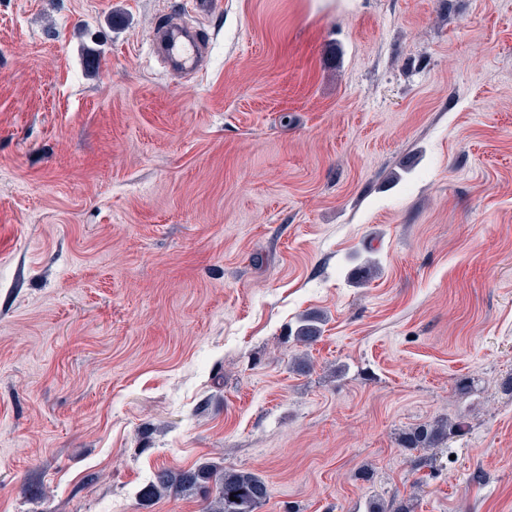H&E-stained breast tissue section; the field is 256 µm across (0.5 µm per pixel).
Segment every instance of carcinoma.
<instances>
[{"instance_id":"carcinoma-1","label":"carcinoma","mask_w":512,"mask_h":512,"mask_svg":"<svg viewBox=\"0 0 512 512\" xmlns=\"http://www.w3.org/2000/svg\"><path fill=\"white\" fill-rule=\"evenodd\" d=\"M320 335V319L307 315L293 331L294 341L302 347L312 345ZM460 432L459 425L442 420L409 429L403 433L402 442L407 448L433 449ZM193 490L204 494L203 512H258L271 494L269 484L254 472L204 465L188 471L159 470L145 495L160 498Z\"/></svg>"}]
</instances>
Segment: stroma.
I'll return each mask as SVG.
<instances>
[{"label":"stroma","instance_id":"1","mask_svg":"<svg viewBox=\"0 0 512 512\" xmlns=\"http://www.w3.org/2000/svg\"><path fill=\"white\" fill-rule=\"evenodd\" d=\"M206 463L512 512V0H0V512H202L144 493ZM152 54L164 55L174 66L197 69L205 53V46L192 32L176 25L159 26L150 38ZM321 321L317 317L304 316L293 331L296 344L307 347L316 342L321 335ZM460 432V425L442 420L435 424H424L409 429L403 433L402 442L405 448H439Z\"/></svg>","mask_w":512,"mask_h":512}]
</instances>
